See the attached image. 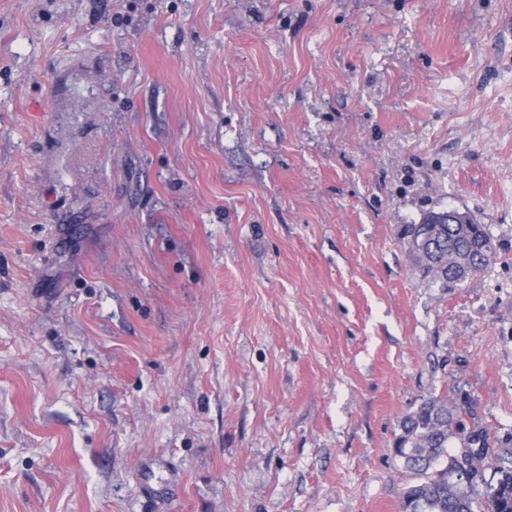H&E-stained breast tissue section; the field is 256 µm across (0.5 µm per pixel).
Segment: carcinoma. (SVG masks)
Returning <instances> with one entry per match:
<instances>
[{
	"mask_svg": "<svg viewBox=\"0 0 512 512\" xmlns=\"http://www.w3.org/2000/svg\"><path fill=\"white\" fill-rule=\"evenodd\" d=\"M432 212L407 228L410 251L423 274L446 288L457 285L448 272V255L469 259L475 270L496 255L486 225L474 224L466 236L450 224H430ZM395 453L418 481L404 492L400 512H476L481 503L489 512H512V451L494 458L497 479H485L489 437L484 430H467L459 407L448 397H432L405 417Z\"/></svg>",
	"mask_w": 512,
	"mask_h": 512,
	"instance_id": "cac0c4a2",
	"label": "carcinoma"
}]
</instances>
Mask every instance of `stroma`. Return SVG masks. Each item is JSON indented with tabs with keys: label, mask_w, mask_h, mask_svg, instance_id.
Here are the masks:
<instances>
[{
	"label": "stroma",
	"mask_w": 512,
	"mask_h": 512,
	"mask_svg": "<svg viewBox=\"0 0 512 512\" xmlns=\"http://www.w3.org/2000/svg\"><path fill=\"white\" fill-rule=\"evenodd\" d=\"M432 396L512 448V0H0V512H398ZM438 214L442 212H431L422 224L408 225L406 233L416 266L433 281L451 288L458 283L448 272V253L469 259L477 272L496 255V246L486 225L473 224L470 217L456 210H448V224H428ZM452 224H471L472 230L460 236Z\"/></svg>",
	"instance_id": "obj_1"
}]
</instances>
